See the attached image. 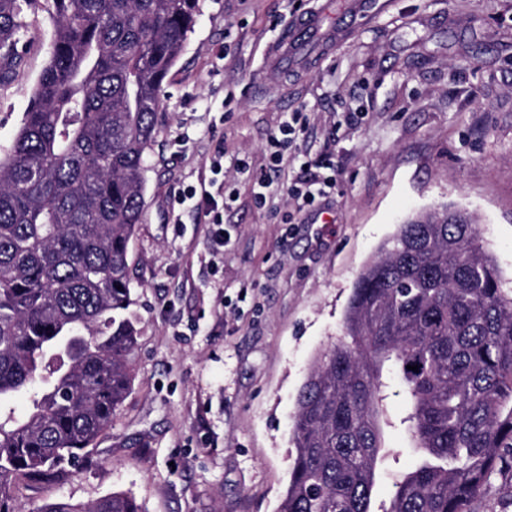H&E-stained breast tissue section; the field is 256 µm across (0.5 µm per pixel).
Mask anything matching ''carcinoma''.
I'll use <instances>...</instances> for the list:
<instances>
[{
    "label": "carcinoma",
    "mask_w": 512,
    "mask_h": 512,
    "mask_svg": "<svg viewBox=\"0 0 512 512\" xmlns=\"http://www.w3.org/2000/svg\"><path fill=\"white\" fill-rule=\"evenodd\" d=\"M51 3L49 61L0 145V512H21L17 488L92 459L130 394L129 244L164 80L199 15V0ZM39 7L0 0V84ZM386 372L405 388L421 459L381 512H466L512 449V294L471 215L409 218L363 268L343 338L298 393L278 512H374ZM31 512L145 510L114 492Z\"/></svg>",
    "instance_id": "cac0c4a2"
}]
</instances>
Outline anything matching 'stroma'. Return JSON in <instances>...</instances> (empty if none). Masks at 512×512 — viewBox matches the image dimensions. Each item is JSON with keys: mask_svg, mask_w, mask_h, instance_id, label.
<instances>
[{"mask_svg": "<svg viewBox=\"0 0 512 512\" xmlns=\"http://www.w3.org/2000/svg\"><path fill=\"white\" fill-rule=\"evenodd\" d=\"M163 88L144 218L129 244L139 334L132 390L91 462L19 492L23 507L133 494L146 512H277L294 458L291 414L315 358L342 336L364 266L398 224L454 205L512 289V0H199ZM343 25L328 46L272 55L305 12ZM53 24L33 20L24 61L0 85V144L19 129ZM303 113L300 159L333 152L336 187L305 210L253 183L284 116ZM358 115L349 124L347 113ZM222 155L224 172L211 161ZM215 181L224 244L188 190ZM389 377L374 501L417 460ZM470 512H512L504 460Z\"/></svg>", "mask_w": 512, "mask_h": 512, "instance_id": "obj_1", "label": "stroma"}]
</instances>
